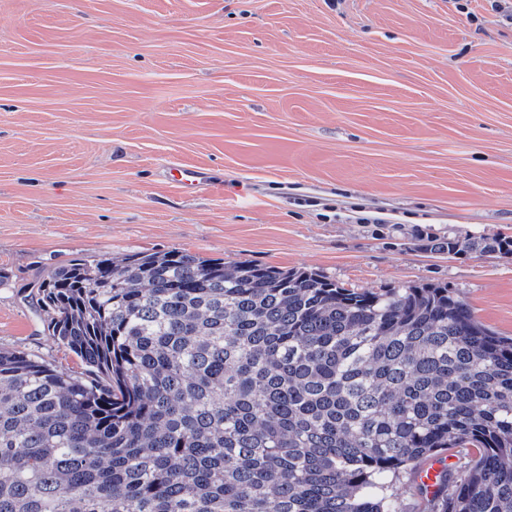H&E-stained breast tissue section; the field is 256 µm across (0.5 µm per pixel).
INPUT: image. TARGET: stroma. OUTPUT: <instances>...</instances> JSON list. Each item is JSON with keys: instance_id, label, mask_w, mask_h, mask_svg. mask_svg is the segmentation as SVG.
<instances>
[{"instance_id": "obj_1", "label": "stroma", "mask_w": 512, "mask_h": 512, "mask_svg": "<svg viewBox=\"0 0 512 512\" xmlns=\"http://www.w3.org/2000/svg\"><path fill=\"white\" fill-rule=\"evenodd\" d=\"M511 232L512 0H0L1 349L69 365L31 282L173 249L510 337L512 259L427 242ZM177 181L185 191H195L212 184L211 177L202 168L183 166L178 170Z\"/></svg>"}]
</instances>
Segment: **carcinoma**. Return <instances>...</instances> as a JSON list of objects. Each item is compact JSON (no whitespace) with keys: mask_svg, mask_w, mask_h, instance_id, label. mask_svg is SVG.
<instances>
[{"mask_svg":"<svg viewBox=\"0 0 512 512\" xmlns=\"http://www.w3.org/2000/svg\"><path fill=\"white\" fill-rule=\"evenodd\" d=\"M31 288L81 370L0 349V512H398L400 470L445 449L441 512H512V337L446 286L172 250Z\"/></svg>","mask_w":512,"mask_h":512,"instance_id":"1","label":"carcinoma"}]
</instances>
